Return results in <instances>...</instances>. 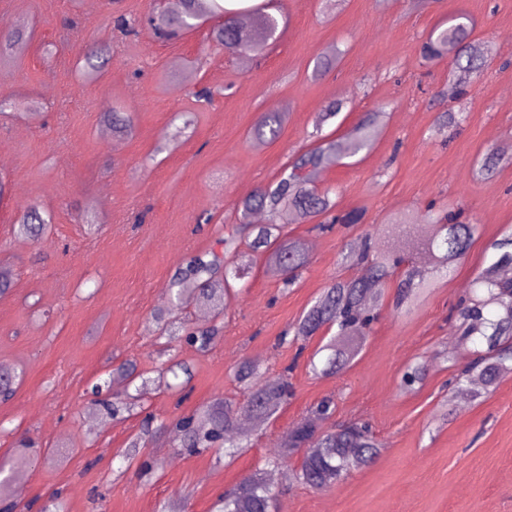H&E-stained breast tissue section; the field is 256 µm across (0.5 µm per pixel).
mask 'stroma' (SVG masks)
Masks as SVG:
<instances>
[{
	"label": "stroma",
	"mask_w": 512,
	"mask_h": 512,
	"mask_svg": "<svg viewBox=\"0 0 512 512\" xmlns=\"http://www.w3.org/2000/svg\"><path fill=\"white\" fill-rule=\"evenodd\" d=\"M154 0H0V34L22 32L25 46L0 62V266L13 273L0 294V365L22 382L0 401V464L22 442L34 459L12 493L16 512H39L60 493V512H214L219 497L288 440L294 423L332 398L334 422L360 417L379 443L375 462L326 491L296 483L291 458L276 470L278 512H512V375L489 396L449 421L452 380L472 358L459 344L456 307L492 243L512 232V153L489 177L477 160L512 141V0H273L277 39L247 59L217 46L210 24L173 40L144 24ZM137 20L135 34L115 29L118 15ZM466 15L470 39L488 46L487 73L466 100L468 118L447 141L435 139L438 113L452 107L451 65L419 63L430 32ZM110 41L112 62L96 82L82 80L76 56ZM341 49L338 65L313 78L316 56ZM209 88L211 102L193 92ZM346 106L325 127L346 135L366 112L382 132L369 152L332 162L313 176L333 188L338 209L358 208L364 224L328 233L291 224L309 244V264L284 287L263 257L206 350L161 337L156 315L175 271L201 251L219 250L238 224L243 198L273 182L313 145L318 112ZM288 114L272 143L249 139L260 113ZM129 113V137L102 139L110 112ZM459 204L478 227L468 259L441 278L409 314L386 291L381 315L350 367L334 376L310 367L317 341L299 350L287 331L336 279L360 275L343 263L350 241L370 234L380 251L421 257L428 204ZM37 205L48 223L38 239L16 232ZM417 224L395 227L401 215ZM188 365L181 388L158 382L162 368ZM255 362L269 378L289 371L295 395L275 418L251 432V446L232 463L219 451L187 454L168 443L167 427L223 395L244 401L237 366ZM125 362L148 377L136 410L98 427L90 388ZM414 363L424 382L404 386ZM163 422L144 458L151 474L123 467L119 455L139 434L145 414Z\"/></svg>",
	"instance_id": "stroma-1"
}]
</instances>
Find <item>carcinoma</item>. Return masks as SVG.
<instances>
[{"instance_id":"carcinoma-1","label":"carcinoma","mask_w":512,"mask_h":512,"mask_svg":"<svg viewBox=\"0 0 512 512\" xmlns=\"http://www.w3.org/2000/svg\"><path fill=\"white\" fill-rule=\"evenodd\" d=\"M242 12L252 17V25L243 26L236 21ZM212 18L217 20L212 28L215 41L226 51L252 58L264 56L278 30L277 19L258 5L232 8L228 6V0H179L176 11L154 13L148 23L159 36L171 37ZM469 36L468 23H452L444 29L434 30L421 52L420 63L423 65H431L447 55L452 57V95L458 101L469 94L471 84L480 79L486 66L488 51L469 43ZM111 58L110 48L92 46L77 61L78 72L84 78L94 79L102 74ZM342 108L343 103L336 100L318 113L313 147L285 166L274 184L251 192L242 201V220L249 219L257 211L267 215L266 223L251 225L253 238L247 243L248 249L266 256L268 263L283 275V284L288 287L295 283L308 263L302 244L284 233L288 219L312 222L320 232L332 229L335 224L364 223L362 210L336 209L331 191L312 184L318 168L371 150L381 134L380 113L373 112L358 122L344 141L322 135V127L336 118ZM286 119L287 113L280 109L263 112L250 128L249 136L273 142L280 137ZM466 120L467 113L462 108L441 112L435 133L445 142L447 138L443 134L459 128ZM500 162L497 152L486 151L478 164L479 174L494 173ZM423 219L429 221L431 227L430 235L423 241L424 248L430 253V268L408 266L400 269L402 261L376 250L372 238L366 235L355 240L346 254L347 261L363 266V275L353 280L332 282L294 324V340L302 349L322 328L337 326L336 336L319 348V351L327 352L323 374H336L354 360L378 316L379 304L391 280L397 282L395 309L405 306L410 310L436 287L438 273L449 274L466 259L476 225L459 222L451 213L438 219L425 213ZM45 226L46 221L38 210L31 208L24 212L18 232L35 237ZM221 243L224 244V255L219 256L213 251L198 253L178 271L168 289L170 303L182 307L192 300L209 306L218 315L238 289L248 287L251 265L240 250L242 241L238 238V230L225 234ZM491 248L495 251L492 261L476 272L471 285L472 297L459 308V316L465 325L462 339L475 347H483L476 351L464 370L466 382L479 381L473 392L476 399L487 396L512 374V233L495 241ZM157 319L162 323L164 335L172 339L184 337L199 345L201 350L207 348L213 335L211 330L191 331L181 321H168L163 312ZM288 373L286 369L275 379L263 380L256 365L247 361L242 363L237 370V379L249 391L246 404L238 406L227 398L216 397L198 413L177 420L171 431V443L189 452L209 448L218 441L229 442L233 448L243 447L242 442L234 441L237 417L245 414L259 423L275 417L292 395ZM20 379L21 375L11 368L0 366V398H11ZM109 388L108 382L91 388L94 403L107 414L130 413L138 406L140 389L110 401L102 398L103 391ZM331 413L332 402L328 399L319 401L313 415L292 426L288 447L265 458L264 469H280L286 466L293 453L300 451L302 456L293 470L294 479L314 490L324 491L350 472L371 464L378 456L379 446L369 425L353 421L325 428L323 422ZM30 462L31 459L20 456L9 469L0 467V474H4L0 479V497L10 495L13 482ZM218 512H275V494L261 475H248L236 488L224 494Z\"/></svg>"}]
</instances>
